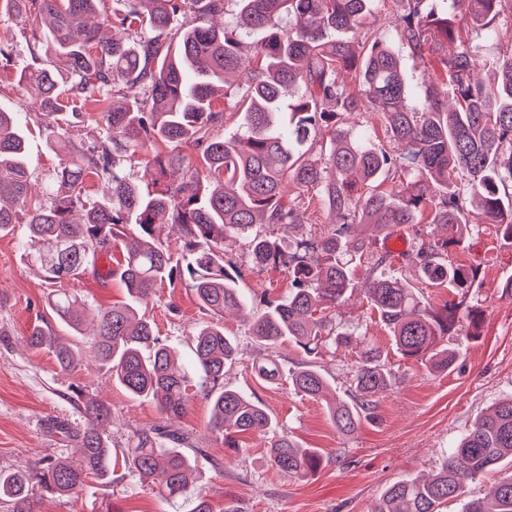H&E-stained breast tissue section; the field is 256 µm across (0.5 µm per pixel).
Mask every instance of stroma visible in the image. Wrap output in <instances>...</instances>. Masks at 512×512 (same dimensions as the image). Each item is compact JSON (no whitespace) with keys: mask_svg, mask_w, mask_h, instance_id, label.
Returning <instances> with one entry per match:
<instances>
[{"mask_svg":"<svg viewBox=\"0 0 512 512\" xmlns=\"http://www.w3.org/2000/svg\"><path fill=\"white\" fill-rule=\"evenodd\" d=\"M23 18L0 4V44L9 47L8 59L0 60V104L16 112L32 113L36 88L18 89L22 70L35 67L22 36ZM28 146L34 193L53 186L58 157L47 144L38 119L22 127ZM308 223L261 226L260 231L279 241L321 237L329 230L321 202H313ZM445 231L434 224H406L377 248L391 251L392 263L417 239L438 240ZM22 224L0 234V469L25 468L49 457L71 454L73 443L52 432L48 423L57 419L79 428L84 419L70 401L72 386L110 406L112 445L125 447L132 430L161 424L152 400L134 398L115 384L110 374L83 359L70 371L58 368L51 354L29 349L24 338L34 324H47L71 345L84 347L86 339L70 335L43 306L48 283L37 273L30 249L25 246ZM224 249L237 266L239 285L256 297L278 299L288 292L285 270L256 266L245 240L226 241ZM456 260L481 267V280L468 304L484 312L479 335L462 340L460 359L449 373L431 372L424 363L405 359L393 349L387 331L371 320L362 293H353L336 311L342 330L366 331L387 355V363L399 382L380 396L374 419L362 423L347 436L336 431L322 404L295 395L288 383L270 386L256 378L252 368L260 349L243 317L232 313L223 319L224 333L240 349L235 363L224 372V383L254 396L277 423L309 448L320 449L328 463L308 481L296 483L281 476L267 462L269 437L245 436L240 455H230L222 438L210 429L211 407L200 395H191L179 422L195 448L196 475L210 492L215 512H373L387 485L405 475L429 474L449 447L474 419L488 412L503 395L512 393V296L502 292V279L512 275V243L503 240L496 226L475 225L466 251ZM158 336L191 360L194 333L207 316L200 310L188 283L162 284L148 309ZM358 350L355 346H329L317 358L338 393H346ZM189 512L190 505L168 502L116 467L110 486L91 484L70 497L39 498L36 512Z\"/></svg>","mask_w":512,"mask_h":512,"instance_id":"stroma-1","label":"stroma"}]
</instances>
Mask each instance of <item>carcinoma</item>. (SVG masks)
Listing matches in <instances>:
<instances>
[{
    "label": "carcinoma",
    "mask_w": 512,
    "mask_h": 512,
    "mask_svg": "<svg viewBox=\"0 0 512 512\" xmlns=\"http://www.w3.org/2000/svg\"><path fill=\"white\" fill-rule=\"evenodd\" d=\"M451 2L448 13L437 2ZM25 19L30 54L42 65L22 73L18 85L34 84L47 141L59 157L57 187L37 199L30 194L21 113L0 107V234L27 224V241L45 281L58 285L45 307L75 336H83V295L60 287L92 273L119 276L127 300L97 308L90 356L130 396L148 397L164 425L134 430L121 449L124 468L161 498L191 501V512H213L209 492L190 481L194 464L173 422L187 409L189 389L212 404L211 429L232 453L237 435L275 431L263 405L224 386V369L239 351L224 334V312L249 309L250 330L263 351L253 362L257 376L276 384L283 377L277 349L290 342L303 360L288 372L297 395L326 403L344 435L371 417L377 398L396 384L383 352L369 337L343 332L336 309L355 290L404 358L447 372L459 357L448 340L459 326L476 328L482 311L465 304L479 268L451 258L465 248L475 224H495L512 242V42L485 60L492 76L474 81L480 42L495 40L500 23L512 25V0H408L394 32L365 28L371 0H124V9L103 19L131 36L107 38L87 19L100 0H5ZM234 3V20L218 28L213 16ZM414 55H431L443 78L428 85L423 101L411 90L394 44ZM455 50L446 53L448 44ZM252 73L245 86L229 78ZM106 91L98 112L103 137L74 144L60 125L61 94L86 102ZM222 98L245 113L244 131L224 137ZM380 112L389 140L400 151L375 147L340 125L347 113ZM329 133L328 149L312 158L303 147ZM196 150L198 160L182 154ZM144 158L154 178L142 187L122 162ZM182 180L169 179L174 171ZM100 182L101 195L84 200L86 181ZM391 186L383 188L385 182ZM298 189L288 196L287 185ZM322 201L331 233L288 244L255 227L304 223L309 194ZM439 224L447 236L419 241L405 255L422 281L461 293L437 310L419 289L395 272L377 239L403 224ZM168 224L184 248V263H172L169 246L154 234ZM247 239L254 263L288 271V294L254 309L238 286V271L224 260V241ZM120 248L118 269L101 274L98 261ZM367 259L365 277L352 264ZM190 281L200 309L213 320L197 327L193 361L175 363L160 343L146 310L155 289L175 278ZM28 347L47 350L63 371L81 353L40 325L25 337ZM360 348L348 399L330 396V381L317 364L318 348ZM83 429L55 425L75 443L67 457L36 468L0 469V500L12 512H34L40 493L71 496L93 481L112 483V447L105 404L76 391ZM507 460L512 463V394L474 422L431 476H406L383 491L375 512H445L467 485ZM270 466L294 481L315 475L324 457L302 447L285 431L273 436ZM463 512H512V474Z\"/></svg>",
    "instance_id": "1"
}]
</instances>
